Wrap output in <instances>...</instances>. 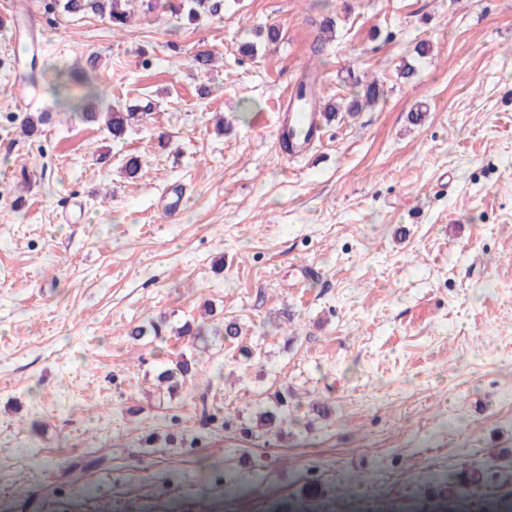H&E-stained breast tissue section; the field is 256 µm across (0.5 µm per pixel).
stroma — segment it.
<instances>
[{"label":"stroma","instance_id":"stroma-1","mask_svg":"<svg viewBox=\"0 0 512 512\" xmlns=\"http://www.w3.org/2000/svg\"><path fill=\"white\" fill-rule=\"evenodd\" d=\"M156 2L116 31L0 0L20 18L0 23V512L46 483L44 512H495L512 486V0H224L193 24ZM322 17L323 99L384 94L290 155L278 102ZM34 39L27 107L13 58ZM60 71L87 75L70 85L93 86L87 109L150 113L112 140L55 102ZM33 112L52 115L35 140ZM198 318L243 333L176 336ZM148 320L163 338L129 336ZM182 355L198 373L163 394ZM283 390L293 421L247 437ZM153 432L199 443L150 448ZM89 453L111 466L71 482Z\"/></svg>","mask_w":512,"mask_h":512}]
</instances>
